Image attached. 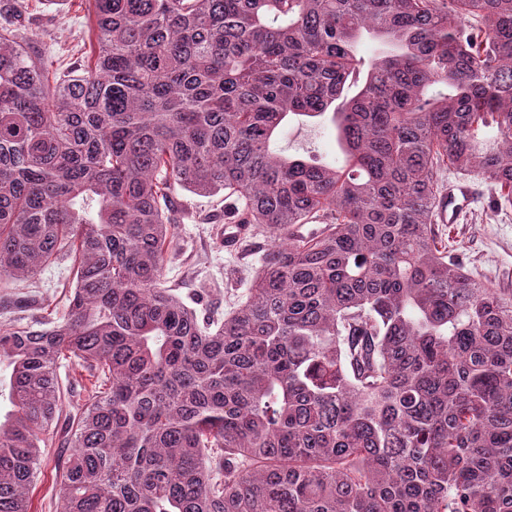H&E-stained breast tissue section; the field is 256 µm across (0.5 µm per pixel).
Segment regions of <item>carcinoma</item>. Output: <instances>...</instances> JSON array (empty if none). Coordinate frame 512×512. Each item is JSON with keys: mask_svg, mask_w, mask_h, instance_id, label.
Returning a JSON list of instances; mask_svg holds the SVG:
<instances>
[{"mask_svg": "<svg viewBox=\"0 0 512 512\" xmlns=\"http://www.w3.org/2000/svg\"><path fill=\"white\" fill-rule=\"evenodd\" d=\"M89 2L52 81L0 29V276L75 263L62 318L0 325V512L71 366L59 512H512V291L435 231L450 166L512 207V0ZM327 113L346 166L271 148ZM175 184L270 240L222 318L162 286ZM74 371L61 369L60 377L62 381L63 391L65 393V399H63L62 407L64 411H73L78 405L81 406L88 402L90 383L83 376L82 380L77 374L74 375Z\"/></svg>", "mask_w": 512, "mask_h": 512, "instance_id": "cac0c4a2", "label": "carcinoma"}]
</instances>
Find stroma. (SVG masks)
<instances>
[{
  "label": "stroma",
  "mask_w": 512,
  "mask_h": 512,
  "mask_svg": "<svg viewBox=\"0 0 512 512\" xmlns=\"http://www.w3.org/2000/svg\"><path fill=\"white\" fill-rule=\"evenodd\" d=\"M27 7L19 31L26 44L51 57L56 69L64 70L84 61L96 38L87 0H25ZM277 149L292 156H313L341 165L343 156L336 131L326 121L315 119L285 126L275 140ZM473 202L455 223L437 224L436 229L450 252L461 258L475 277L496 288L512 289V208L498 209L485 184L471 180ZM177 237L167 263L169 286L200 297L204 307L231 312L245 297L260 265L266 244L258 242L251 252L226 249L218 241L216 228L224 222L223 195L199 196L173 187ZM74 286L73 261L63 258L47 267L30 289L32 296L21 316L37 321L62 316ZM67 430L59 420L53 441L44 450L42 473L29 497L31 512H56L59 506L58 468L67 451L60 441Z\"/></svg>",
  "instance_id": "obj_1"
}]
</instances>
